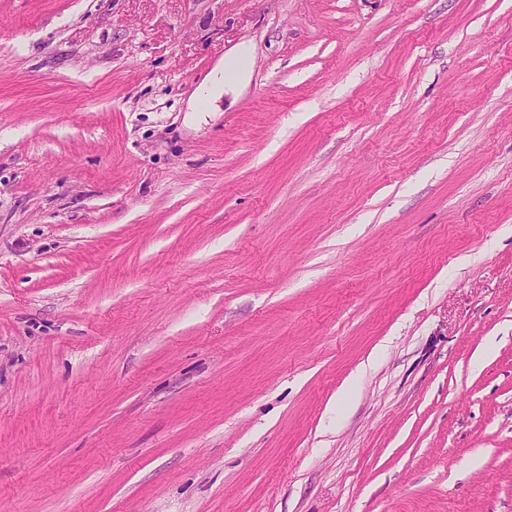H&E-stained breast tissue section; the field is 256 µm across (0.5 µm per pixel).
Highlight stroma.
<instances>
[{
    "instance_id": "1",
    "label": "stroma",
    "mask_w": 512,
    "mask_h": 512,
    "mask_svg": "<svg viewBox=\"0 0 512 512\" xmlns=\"http://www.w3.org/2000/svg\"><path fill=\"white\" fill-rule=\"evenodd\" d=\"M0 512H512V0H0ZM250 63V56L246 50L241 51L233 58L224 59V63H219L212 72L211 82L214 88H232L236 77L243 74Z\"/></svg>"
}]
</instances>
